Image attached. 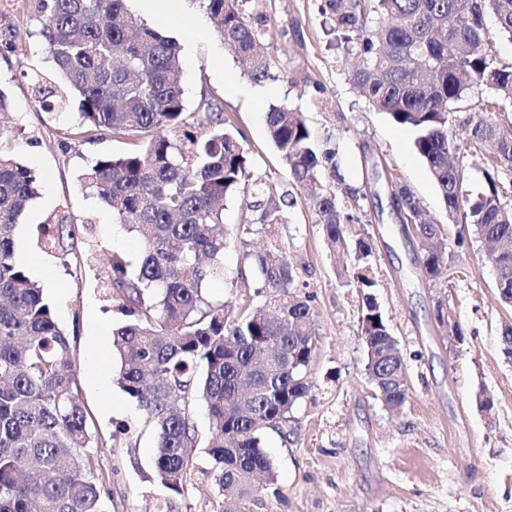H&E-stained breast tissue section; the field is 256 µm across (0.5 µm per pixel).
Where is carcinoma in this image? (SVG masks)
Returning a JSON list of instances; mask_svg holds the SVG:
<instances>
[{
	"instance_id": "1",
	"label": "carcinoma",
	"mask_w": 512,
	"mask_h": 512,
	"mask_svg": "<svg viewBox=\"0 0 512 512\" xmlns=\"http://www.w3.org/2000/svg\"><path fill=\"white\" fill-rule=\"evenodd\" d=\"M126 0H29L26 24H35L57 79L35 73L39 106L53 112L78 101L82 122L63 133L91 141L101 133L125 139L133 149L92 162L82 174L86 192L112 207L119 223L135 231L143 253L132 262L114 252L104 268L109 297L126 320L113 331L120 388L146 412L158 438L157 480L179 494L203 446L222 495L251 512L255 478L275 482L273 463L261 446L267 430L290 422L310 384L306 375L317 339L312 307L300 296L301 270L274 228L285 223L275 184L248 181L243 145L214 101L205 119L186 112L176 43L126 8ZM252 0H204L215 31L249 61V77L271 76L260 50L266 18ZM388 19L363 35L361 0H325L323 14L342 39L356 35L359 52L353 82L369 105L414 133L459 240L472 228L496 246L494 266L501 300L512 305V65L501 64L484 32L489 12L499 32L512 38V0H376ZM21 50L17 30L0 40V55ZM493 91L483 98L472 92ZM468 113L467 136L448 127L450 116ZM270 138L321 224L329 249L350 251L357 192L339 198L322 178L332 152L318 153L302 113L273 106L266 115ZM486 143L495 146L476 198L465 193L463 159ZM249 183L255 223L268 230L265 247L247 253L275 306L229 309L203 294V283L224 275V198ZM392 201L416 222L420 269L429 281L453 271L456 256L441 246L434 222H420L411 190L397 182ZM37 194V177L15 156L0 153V512H101L102 485L89 451L88 413L69 339L54 320L42 288L14 253V230ZM70 217L55 213L42 224L41 248L70 254ZM372 247L360 238L361 266L353 279L370 288ZM443 331L464 341L463 325L443 292L434 298ZM361 335L366 373L382 401L402 407L408 397L407 364L373 296L365 295ZM207 407L211 435L199 438L181 401L188 395Z\"/></svg>"
}]
</instances>
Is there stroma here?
Instances as JSON below:
<instances>
[{
    "mask_svg": "<svg viewBox=\"0 0 512 512\" xmlns=\"http://www.w3.org/2000/svg\"><path fill=\"white\" fill-rule=\"evenodd\" d=\"M321 2L256 0V11L267 17L261 44L272 60L270 79L256 83L212 28L202 0H180L175 15L126 0L132 14L178 43L186 111L219 100L244 137L251 178L276 183L291 199L276 232L290 258L309 265L305 292L317 333L307 368L310 391L282 432L262 437L277 483L256 492L252 512H512V359L501 344L512 307L499 298L486 244L474 235L458 239L448 224L411 134L374 111L354 85L357 44L329 34ZM24 43L18 56L0 58V90L10 101L6 119L18 131L0 142V151L39 177L38 194L16 228L14 252L42 286L76 357L102 510L216 512L221 497L204 449L195 451L183 493H170L154 477L153 429L115 382L120 365L112 331L124 317L100 273L112 252L138 259L141 242L80 178L93 159L123 154L130 145L107 134L62 143V131L78 121V105L41 110L29 76L50 73L52 62L38 37ZM273 106L303 112L315 145L334 152L336 166L324 170L325 183L339 195L356 189L360 226L374 241L371 289L340 282L316 216L268 136ZM390 175L411 189L424 218L443 225L442 239L458 259L453 278L421 277L418 242L391 205ZM248 204L240 193L224 200V275L205 281L208 299L265 300L260 273L244 254L260 250L267 233ZM59 210L74 218L73 245L82 261L40 247V224ZM443 290L465 329L464 342L451 341L434 320L433 300ZM367 294L380 305L407 362L409 396L398 412L382 403L366 374L360 317ZM481 390L492 399L491 410L477 406Z\"/></svg>",
    "mask_w": 512,
    "mask_h": 512,
    "instance_id": "35a3bbf8",
    "label": "stroma"
}]
</instances>
